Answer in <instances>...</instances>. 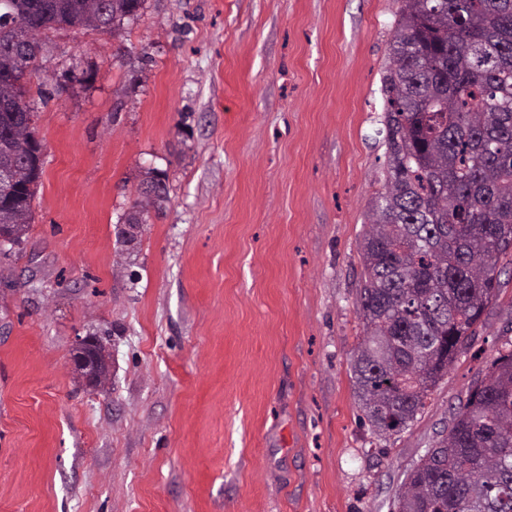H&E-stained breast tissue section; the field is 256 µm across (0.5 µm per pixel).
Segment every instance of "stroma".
Masks as SVG:
<instances>
[{"mask_svg": "<svg viewBox=\"0 0 512 512\" xmlns=\"http://www.w3.org/2000/svg\"><path fill=\"white\" fill-rule=\"evenodd\" d=\"M401 0H144L39 38L29 230L0 247V512H395L512 343V272L404 430L351 364ZM168 200L122 242L140 183ZM97 337L111 380L70 358Z\"/></svg>", "mask_w": 512, "mask_h": 512, "instance_id": "1", "label": "stroma"}]
</instances>
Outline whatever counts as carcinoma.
Segmentation results:
<instances>
[{
    "label": "carcinoma",
    "mask_w": 512,
    "mask_h": 512,
    "mask_svg": "<svg viewBox=\"0 0 512 512\" xmlns=\"http://www.w3.org/2000/svg\"><path fill=\"white\" fill-rule=\"evenodd\" d=\"M144 0H0V160L12 200L0 232L32 219L38 36L105 31ZM387 175L360 243L364 336L352 374L380 434L411 423L454 365L512 265V0H402L383 78ZM144 205L167 188L151 176ZM396 512H512V350L475 381L448 430L407 473Z\"/></svg>",
    "instance_id": "cac0c4a2"
}]
</instances>
